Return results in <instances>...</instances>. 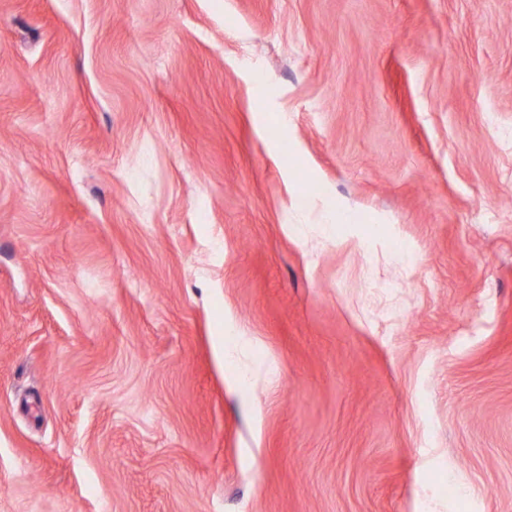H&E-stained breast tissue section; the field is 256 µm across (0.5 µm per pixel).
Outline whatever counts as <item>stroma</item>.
Wrapping results in <instances>:
<instances>
[{
    "mask_svg": "<svg viewBox=\"0 0 512 512\" xmlns=\"http://www.w3.org/2000/svg\"><path fill=\"white\" fill-rule=\"evenodd\" d=\"M0 512H512V0H0Z\"/></svg>",
    "mask_w": 512,
    "mask_h": 512,
    "instance_id": "35a3bbf8",
    "label": "stroma"
}]
</instances>
